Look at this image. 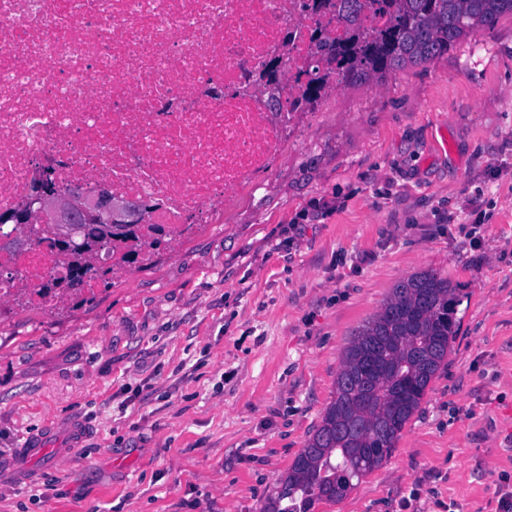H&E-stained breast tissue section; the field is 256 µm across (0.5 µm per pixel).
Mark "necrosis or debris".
I'll list each match as a JSON object with an SVG mask.
<instances>
[{
    "instance_id": "obj_1",
    "label": "necrosis or debris",
    "mask_w": 512,
    "mask_h": 512,
    "mask_svg": "<svg viewBox=\"0 0 512 512\" xmlns=\"http://www.w3.org/2000/svg\"><path fill=\"white\" fill-rule=\"evenodd\" d=\"M317 28L343 24L304 0H0V217L49 175L140 198L174 238L208 223L278 159L291 113L269 98L312 70ZM11 261L31 305L60 304L39 290L55 250Z\"/></svg>"
}]
</instances>
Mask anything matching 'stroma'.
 Returning <instances> with one entry per match:
<instances>
[{
  "label": "stroma",
  "mask_w": 512,
  "mask_h": 512,
  "mask_svg": "<svg viewBox=\"0 0 512 512\" xmlns=\"http://www.w3.org/2000/svg\"><path fill=\"white\" fill-rule=\"evenodd\" d=\"M426 269L460 297L448 362L391 456L315 512H491L512 485V15L326 89L271 171L92 302L15 308L0 468L21 477L0 482V512H260L357 330ZM42 427L50 452L20 467Z\"/></svg>",
  "instance_id": "35a3bbf8"
}]
</instances>
